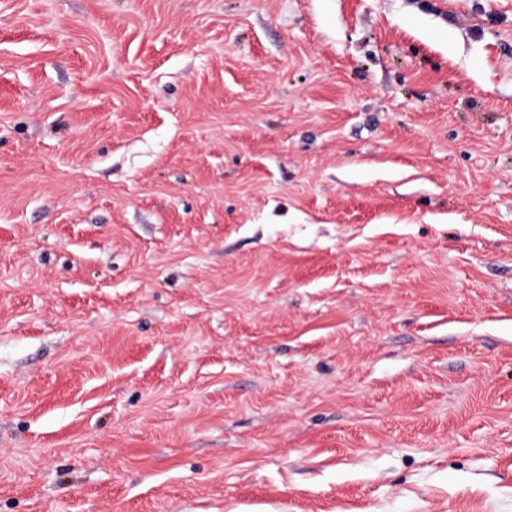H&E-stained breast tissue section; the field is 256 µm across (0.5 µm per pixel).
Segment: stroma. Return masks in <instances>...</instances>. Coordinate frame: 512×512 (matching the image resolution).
I'll use <instances>...</instances> for the list:
<instances>
[{
    "label": "stroma",
    "instance_id": "stroma-1",
    "mask_svg": "<svg viewBox=\"0 0 512 512\" xmlns=\"http://www.w3.org/2000/svg\"><path fill=\"white\" fill-rule=\"evenodd\" d=\"M0 512H512V0H0Z\"/></svg>",
    "mask_w": 512,
    "mask_h": 512
}]
</instances>
